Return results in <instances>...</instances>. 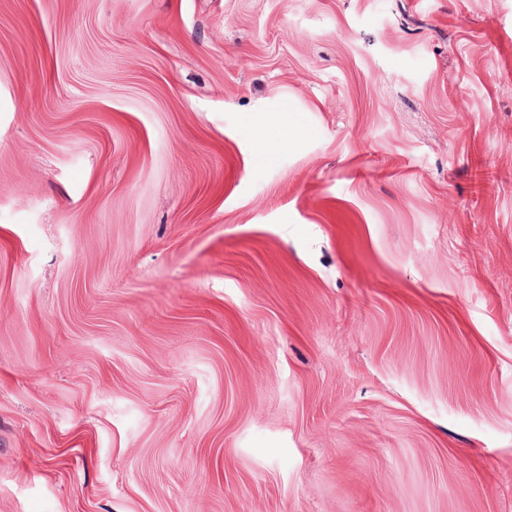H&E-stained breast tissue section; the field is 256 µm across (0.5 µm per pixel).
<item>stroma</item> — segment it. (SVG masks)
Masks as SVG:
<instances>
[{"instance_id":"stroma-1","label":"stroma","mask_w":512,"mask_h":512,"mask_svg":"<svg viewBox=\"0 0 512 512\" xmlns=\"http://www.w3.org/2000/svg\"><path fill=\"white\" fill-rule=\"evenodd\" d=\"M0 512H512V0H0Z\"/></svg>"}]
</instances>
